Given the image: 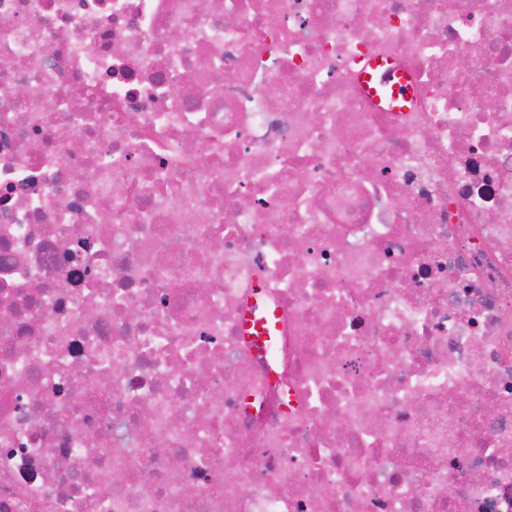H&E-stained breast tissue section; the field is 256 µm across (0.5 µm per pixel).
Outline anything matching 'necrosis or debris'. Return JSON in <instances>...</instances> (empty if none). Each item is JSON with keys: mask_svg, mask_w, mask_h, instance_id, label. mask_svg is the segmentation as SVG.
Segmentation results:
<instances>
[{"mask_svg": "<svg viewBox=\"0 0 512 512\" xmlns=\"http://www.w3.org/2000/svg\"><path fill=\"white\" fill-rule=\"evenodd\" d=\"M1 59L0 512H512V0H0ZM369 66L372 70H377V74L374 76L372 73H368L366 68H364L361 72L362 83L366 87L367 92H375V90L370 87V83L373 82L374 78L379 79L381 82L387 83L392 79V83L394 84V90L398 96H402L404 92V87L406 86V79L402 73H400L395 67L389 65L385 61H381L377 63L376 61L370 62Z\"/></svg>", "mask_w": 512, "mask_h": 512, "instance_id": "obj_1", "label": "necrosis or debris"}]
</instances>
